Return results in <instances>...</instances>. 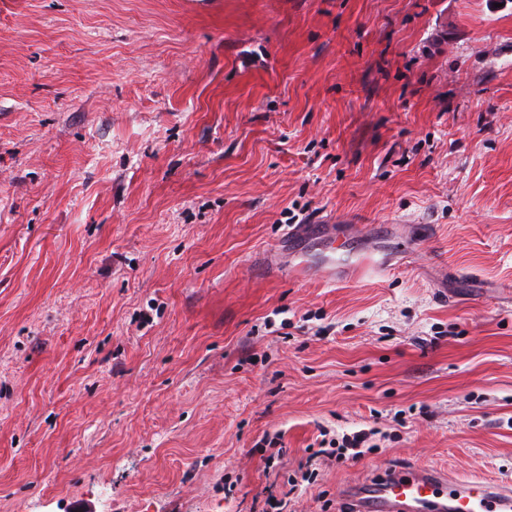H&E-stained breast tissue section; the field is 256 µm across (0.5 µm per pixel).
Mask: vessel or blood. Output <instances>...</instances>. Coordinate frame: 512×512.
Instances as JSON below:
<instances>
[{
  "mask_svg": "<svg viewBox=\"0 0 512 512\" xmlns=\"http://www.w3.org/2000/svg\"><path fill=\"white\" fill-rule=\"evenodd\" d=\"M340 495L347 512H512V484L452 478L422 464L386 467Z\"/></svg>",
  "mask_w": 512,
  "mask_h": 512,
  "instance_id": "vessel-or-blood-1",
  "label": "vessel or blood"
}]
</instances>
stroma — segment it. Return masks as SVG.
<instances>
[{
  "mask_svg": "<svg viewBox=\"0 0 512 512\" xmlns=\"http://www.w3.org/2000/svg\"><path fill=\"white\" fill-rule=\"evenodd\" d=\"M411 460L512 482V0H0V512ZM371 433H366L365 430L354 432L352 435H343L341 440L338 438H332L330 440H326L322 438L318 443L321 445L319 448L321 450L319 452L327 453L330 456L334 455L336 459H349L347 458V453L349 450L354 451L351 454V459H357L364 454L362 448H366L367 450L373 448V445L365 446L371 438ZM325 445H328L329 450H324L322 448H326ZM337 445V446H336Z\"/></svg>",
  "mask_w": 512,
  "mask_h": 512,
  "instance_id": "1",
  "label": "stroma"
}]
</instances>
